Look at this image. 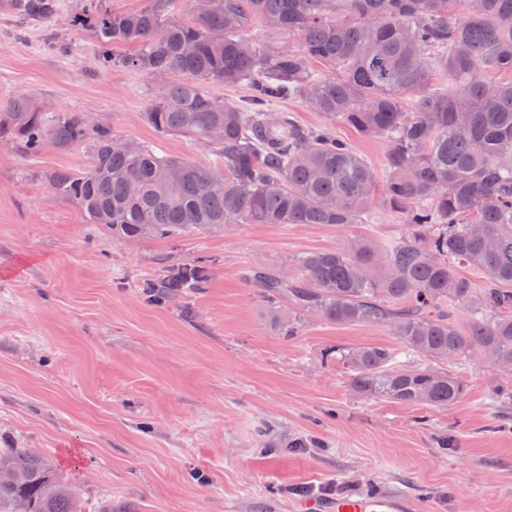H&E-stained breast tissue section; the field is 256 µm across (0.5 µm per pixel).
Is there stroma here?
Segmentation results:
<instances>
[{
  "instance_id": "obj_1",
  "label": "stroma",
  "mask_w": 512,
  "mask_h": 512,
  "mask_svg": "<svg viewBox=\"0 0 512 512\" xmlns=\"http://www.w3.org/2000/svg\"><path fill=\"white\" fill-rule=\"evenodd\" d=\"M56 26L18 31L0 6V107L32 95L47 112H84L126 139L203 167L213 147L163 135L143 117L159 83L100 69L85 0H60ZM330 127L376 172L387 142L328 124L304 101L275 103ZM85 147L0 152V447L34 448L77 490L82 512H275L310 498L400 491L423 512H512V370L446 364L464 396L428 409L354 392L331 352L395 347L386 325L312 317L280 335L248 279L297 257L395 236L367 224H227L177 239H113L44 179L81 170ZM205 287L149 302L147 284L197 257Z\"/></svg>"
}]
</instances>
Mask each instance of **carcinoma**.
I'll return each mask as SVG.
<instances>
[{
	"instance_id": "cac0c4a2",
	"label": "carcinoma",
	"mask_w": 512,
	"mask_h": 512,
	"mask_svg": "<svg viewBox=\"0 0 512 512\" xmlns=\"http://www.w3.org/2000/svg\"><path fill=\"white\" fill-rule=\"evenodd\" d=\"M168 2L116 13L95 0L100 63L161 77L145 121L217 146L221 167L137 141L115 150L110 127L82 112H44L28 94L0 111V145L29 157L48 142L86 147V169H56L46 182L118 240L224 224H360L378 206L402 224L381 245L309 252L293 271L251 273L273 326L293 336L314 315L388 325L400 348L338 347L336 361L355 391L429 408L466 391L435 363L512 368V0H187L183 14ZM7 7L21 22L60 13L59 0ZM255 25L292 44L254 45L245 32ZM119 44L136 51L107 50ZM228 84L248 85L250 99L210 92ZM287 98L387 141L380 198L376 173L349 144L272 109ZM462 267L482 272L483 286ZM209 273L197 258L159 288L181 295ZM0 512L81 510L40 452L0 448Z\"/></svg>"
}]
</instances>
